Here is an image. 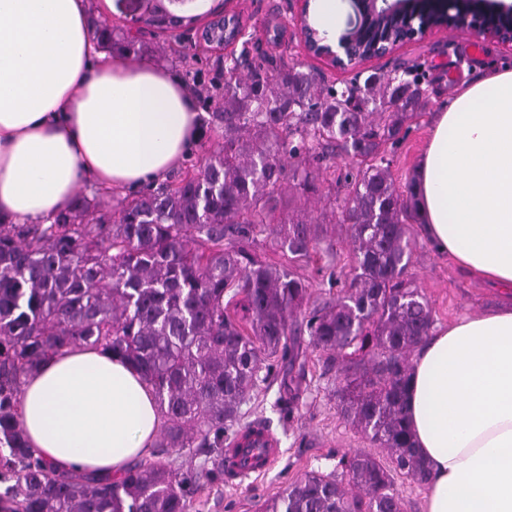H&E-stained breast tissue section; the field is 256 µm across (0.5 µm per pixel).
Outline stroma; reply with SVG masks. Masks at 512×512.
I'll use <instances>...</instances> for the list:
<instances>
[{"instance_id":"stroma-1","label":"stroma","mask_w":512,"mask_h":512,"mask_svg":"<svg viewBox=\"0 0 512 512\" xmlns=\"http://www.w3.org/2000/svg\"><path fill=\"white\" fill-rule=\"evenodd\" d=\"M289 0H187L185 9L192 15H207L215 5H223L226 14L240 17L251 40L247 47L251 56H268L275 61L303 64L304 68L321 72L334 85H344L355 72L329 67L324 61L306 55L297 29L289 25ZM287 22L279 42L266 37H254L255 28L263 23ZM143 50L138 58L178 76H185L186 67L178 57L177 46L170 33L143 28ZM197 82L192 89L196 95L201 122H208L213 110L207 100L211 84L223 83L225 60L218 54L198 55ZM418 67L428 88L429 104L415 119L399 141L388 147L391 174L396 185H404L415 177L418 164L428 145L434 117L447 103L455 88L464 81L482 76L491 65H511L512 52L470 30L437 32L425 39L397 47L391 54L362 64L363 74L386 73L400 65ZM413 244L412 262L408 277L428 299L432 308L434 328H443L464 314L477 313L499 302L495 289L479 279L461 272L453 260L438 253L424 236L420 225L410 227ZM269 232L257 235L254 249L269 263L291 266L293 272L306 278L314 295L328 297L339 294L350 281V256L346 225L327 227L326 241L331 252L313 251L310 258L289 262L282 253L269 247ZM301 349L305 355V379L296 400L288 398L291 375L288 363H274L270 384L260 386L243 405L247 421L261 422L281 440L282 456L265 477H246L230 485L222 481L204 484L194 497L190 512H260L263 503L281 495L291 484L312 470L329 473L335 470L340 458L356 452L374 455L388 461L386 450L370 443L342 415L336 397V363L329 354L302 336Z\"/></svg>"}]
</instances>
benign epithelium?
Returning <instances> with one entry per match:
<instances>
[{
    "label": "benign epithelium",
    "mask_w": 512,
    "mask_h": 512,
    "mask_svg": "<svg viewBox=\"0 0 512 512\" xmlns=\"http://www.w3.org/2000/svg\"><path fill=\"white\" fill-rule=\"evenodd\" d=\"M152 3L141 22L169 15L163 6L177 0H132ZM361 18L334 44L309 23L310 0H290V14L307 53L331 67L346 70L384 57L396 47L432 31L469 28L485 39L512 51V0H360ZM194 47L217 51L237 41L240 27L224 21V10H215L202 24H194Z\"/></svg>",
    "instance_id": "7a95c632"
}]
</instances>
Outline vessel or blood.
<instances>
[{
    "instance_id": "1",
    "label": "vessel or blood",
    "mask_w": 512,
    "mask_h": 512,
    "mask_svg": "<svg viewBox=\"0 0 512 512\" xmlns=\"http://www.w3.org/2000/svg\"><path fill=\"white\" fill-rule=\"evenodd\" d=\"M281 457L280 441L262 424L241 431L224 454L227 481L261 476L272 470Z\"/></svg>"
}]
</instances>
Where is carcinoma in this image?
<instances>
[{
  "label": "carcinoma",
  "mask_w": 512,
  "mask_h": 512,
  "mask_svg": "<svg viewBox=\"0 0 512 512\" xmlns=\"http://www.w3.org/2000/svg\"><path fill=\"white\" fill-rule=\"evenodd\" d=\"M98 42L137 53L90 18ZM210 113L221 143L200 166L129 196L106 223L100 196H79L50 224L0 217V493L3 512H189L199 480L224 478L225 432L271 378L270 360L299 359L300 337L336 356L346 419L388 451L366 453L336 473L312 471L263 512H401L400 472L423 485L404 398L409 355L429 336L432 309L406 278L410 225L421 223L415 182L397 187L384 145L427 103L412 69L369 74L338 88L315 70L275 67L247 50L231 59ZM341 159L347 197L330 224H346L353 256L348 288L313 297L308 283L251 250L274 224L272 248L309 257L319 226L300 216V196L319 194ZM296 193L285 195L286 186ZM87 345L135 368L162 427L152 459L119 478L64 475L35 456L21 423V383L39 364ZM198 460L184 467L180 456Z\"/></svg>",
  "instance_id": "1"
}]
</instances>
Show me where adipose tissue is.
<instances>
[{
  "label": "adipose tissue",
  "instance_id": "ef3b65f1",
  "mask_svg": "<svg viewBox=\"0 0 512 512\" xmlns=\"http://www.w3.org/2000/svg\"><path fill=\"white\" fill-rule=\"evenodd\" d=\"M94 54L86 0H0V214L53 219L85 178L135 188L197 144L195 100L172 72ZM416 199L437 251L507 296L416 350L406 409L430 466L423 512H512V67L436 113ZM21 408L31 447L63 473L120 476L160 429L139 375L82 346L25 378Z\"/></svg>",
  "mask_w": 512,
  "mask_h": 512
}]
</instances>
